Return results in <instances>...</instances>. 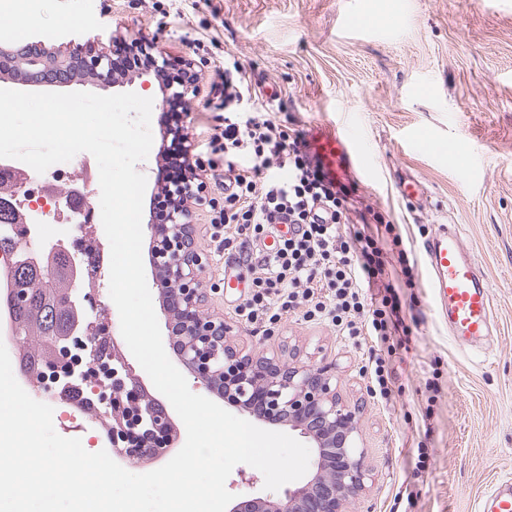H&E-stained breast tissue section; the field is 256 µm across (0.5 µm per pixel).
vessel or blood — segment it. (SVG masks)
<instances>
[{"label":"vessel or blood","instance_id":"obj_1","mask_svg":"<svg viewBox=\"0 0 512 512\" xmlns=\"http://www.w3.org/2000/svg\"><path fill=\"white\" fill-rule=\"evenodd\" d=\"M310 145L329 170L344 172L365 165L354 143L331 130L315 132ZM423 250L433 300L454 339L473 345L492 336L490 287L476 258L463 246L458 229L440 226ZM480 508L482 512H512V478L498 480Z\"/></svg>","mask_w":512,"mask_h":512}]
</instances>
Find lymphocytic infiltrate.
I'll return each mask as SVG.
<instances>
[{
  "instance_id": "lymphocytic-infiltrate-1",
  "label": "lymphocytic infiltrate",
  "mask_w": 512,
  "mask_h": 512,
  "mask_svg": "<svg viewBox=\"0 0 512 512\" xmlns=\"http://www.w3.org/2000/svg\"><path fill=\"white\" fill-rule=\"evenodd\" d=\"M216 90L227 111L253 97L237 62H225ZM262 104L255 115L226 123L210 143L223 152L225 251L241 240H261L274 225L288 227L278 249L253 260L252 296L239 314L252 324L275 321L304 307L306 318L336 327L345 336L384 342L407 333L402 307L383 290L387 275L379 239L346 184L330 177L301 135L287 136Z\"/></svg>"
}]
</instances>
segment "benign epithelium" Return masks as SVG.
<instances>
[{
  "instance_id": "obj_1",
  "label": "benign epithelium",
  "mask_w": 512,
  "mask_h": 512,
  "mask_svg": "<svg viewBox=\"0 0 512 512\" xmlns=\"http://www.w3.org/2000/svg\"><path fill=\"white\" fill-rule=\"evenodd\" d=\"M18 60L28 61L34 82L54 75L72 78L85 73L99 87L114 84L112 60L106 51L86 55L77 45L66 54L43 48L35 53L0 48V69ZM200 191L201 186L194 187L190 181L168 187L177 201L168 216L164 240L151 250L160 286L174 288L181 298L179 309L164 308L169 323L178 326L174 341L176 357L207 391L259 421L298 432L315 450L313 468L303 485L286 490L278 500L238 499L228 512H349L352 500L373 481V473L364 449L358 446L356 409L340 397L334 368L286 363L275 355L245 354L227 343L233 325L217 322L200 310L203 260L194 247L196 227L190 223L186 207V202L199 199ZM23 197L33 216L68 211L64 193L37 196L26 189ZM90 216L91 206L87 204L69 214L68 219L92 235L95 226L89 224ZM8 253L16 264L37 272L42 270L48 276L53 269H41L46 256L55 255L67 261L70 287L66 301L75 314V322L64 336L47 338L55 357L46 362V369L59 378L60 367L69 360L73 344L96 356L98 347L91 332L105 323L108 310H101L93 318L88 315L83 305L88 270L78 255L70 252L63 239L33 241L27 229ZM108 351L112 361V397H101L100 414L112 418V456L122 461L165 457L175 440L167 408L148 394L117 341L109 343ZM76 368L75 364L67 368L68 385H84L92 394L103 385L99 374L78 372Z\"/></svg>"
}]
</instances>
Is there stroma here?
<instances>
[{
  "instance_id": "stroma-1",
  "label": "stroma",
  "mask_w": 512,
  "mask_h": 512,
  "mask_svg": "<svg viewBox=\"0 0 512 512\" xmlns=\"http://www.w3.org/2000/svg\"><path fill=\"white\" fill-rule=\"evenodd\" d=\"M27 23L72 27L70 39H46L51 51L98 38L191 59L198 94L180 122L189 160L209 157L224 123L211 84L228 52L253 87H274L286 134L324 126L354 139L370 162L351 178L355 195L395 224L414 262L412 282L395 283L409 333L381 346L391 400L373 391L371 340L298 312L263 327L238 315L252 275L211 239L224 189L206 170V201L190 207L202 311L234 324L245 352L335 367L374 473L351 512H477L493 482L512 477V0H42ZM114 91L152 98L153 143L166 144L159 84L142 88L131 68ZM421 135L435 150L419 148ZM405 177L422 201L399 195ZM441 224L458 226L490 285L496 332L479 348L459 347L434 310L423 245ZM399 248L385 245L387 267Z\"/></svg>"
}]
</instances>
